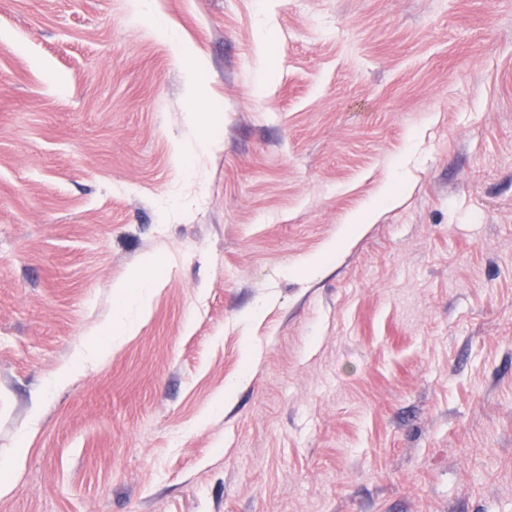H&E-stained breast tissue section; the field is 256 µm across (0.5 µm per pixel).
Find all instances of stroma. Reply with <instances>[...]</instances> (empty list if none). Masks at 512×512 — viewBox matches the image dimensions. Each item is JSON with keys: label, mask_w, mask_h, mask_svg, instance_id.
I'll return each mask as SVG.
<instances>
[{"label": "stroma", "mask_w": 512, "mask_h": 512, "mask_svg": "<svg viewBox=\"0 0 512 512\" xmlns=\"http://www.w3.org/2000/svg\"><path fill=\"white\" fill-rule=\"evenodd\" d=\"M0 512H512V0H0Z\"/></svg>", "instance_id": "35a3bbf8"}]
</instances>
